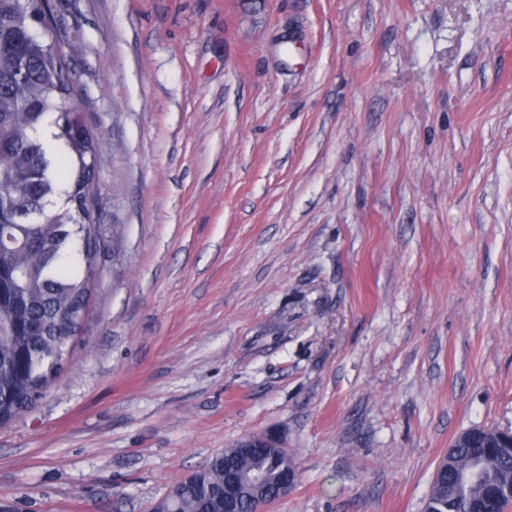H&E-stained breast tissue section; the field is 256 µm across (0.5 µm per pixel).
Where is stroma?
<instances>
[{
	"mask_svg": "<svg viewBox=\"0 0 512 512\" xmlns=\"http://www.w3.org/2000/svg\"><path fill=\"white\" fill-rule=\"evenodd\" d=\"M52 5L103 252L0 508L151 512L269 434L271 512H423L512 428V0Z\"/></svg>",
	"mask_w": 512,
	"mask_h": 512,
	"instance_id": "35a3bbf8",
	"label": "stroma"
}]
</instances>
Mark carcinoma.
<instances>
[{
  "mask_svg": "<svg viewBox=\"0 0 512 512\" xmlns=\"http://www.w3.org/2000/svg\"><path fill=\"white\" fill-rule=\"evenodd\" d=\"M56 42L51 0H0V424L33 411L63 369L99 272L92 200L102 157ZM452 457L461 467L480 461L483 474L461 488L448 469L424 512H506L512 449L456 444ZM227 468L264 475L258 491L241 485L235 512H268L282 477L298 470L278 444L250 453L238 443L176 483L169 512H224Z\"/></svg>",
  "mask_w": 512,
  "mask_h": 512,
  "instance_id": "cac0c4a2",
  "label": "carcinoma"
}]
</instances>
